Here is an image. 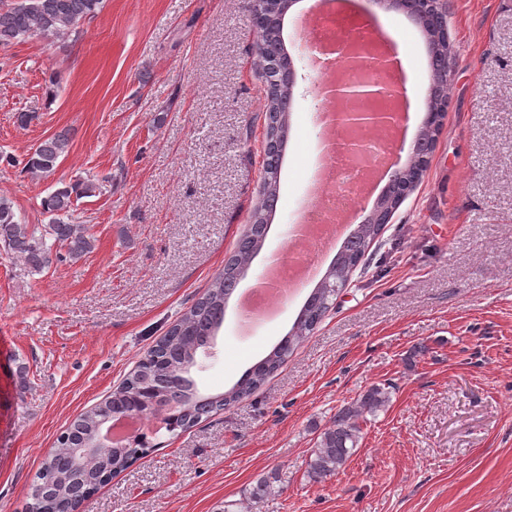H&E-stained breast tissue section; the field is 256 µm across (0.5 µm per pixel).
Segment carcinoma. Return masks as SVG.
<instances>
[{
  "label": "carcinoma",
  "instance_id": "1",
  "mask_svg": "<svg viewBox=\"0 0 512 512\" xmlns=\"http://www.w3.org/2000/svg\"><path fill=\"white\" fill-rule=\"evenodd\" d=\"M104 0H17L0 8V45H9L33 36L64 38L80 23L94 17L103 8ZM429 39L448 31V14L438 13L430 30L418 26ZM283 21L275 17L259 36L255 64L266 69L269 62L280 63L286 54ZM455 50L453 43L439 42L431 54L430 68L439 99V112L447 111L444 99L451 76ZM288 84L275 71L267 80L265 113V149L261 198L252 214V224L237 240L224 267L212 277L202 295L196 299L166 334L149 347L134 370L94 407L80 413L57 438L56 446L36 472L31 501L25 512H35L47 504L50 512H73L74 497L89 494L112 475L129 467L154 447L156 431H147L121 447L104 448L96 461L76 470L72 465L75 449L95 443L97 429L120 416L150 417L157 407H167L166 431H185L209 414L225 409L259 389L267 378L293 354L304 336L313 331L332 309L333 291L317 287L302 306L288 334L259 362L249 368L238 381L224 392L201 388L194 376L197 353L210 347L224 324V309L235 287L247 272L253 257L265 244L267 219L275 212L279 199V175L283 151L288 141ZM69 150L65 133L56 134L39 144L35 154L26 161L25 171L35 176L52 174L59 159ZM98 184L92 179L58 188L42 201L46 224H24L11 203L0 198V247L18 253L37 271L52 259L77 260L91 251L94 237L85 224L72 222L73 201L95 193ZM385 225L359 224L352 232L353 240L341 247L325 276L337 289L350 283L355 270L365 262V256L380 238ZM390 401L389 391L372 385L363 391L355 403L336 411L330 425L320 433V439L308 461V475L324 481L338 473L358 447L362 438L361 423L366 416L385 410Z\"/></svg>",
  "mask_w": 512,
  "mask_h": 512
}]
</instances>
